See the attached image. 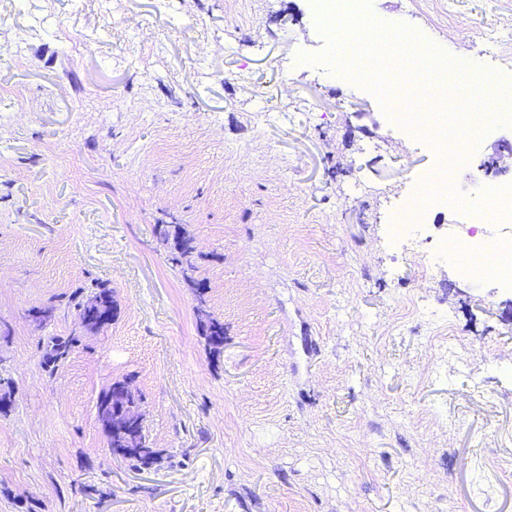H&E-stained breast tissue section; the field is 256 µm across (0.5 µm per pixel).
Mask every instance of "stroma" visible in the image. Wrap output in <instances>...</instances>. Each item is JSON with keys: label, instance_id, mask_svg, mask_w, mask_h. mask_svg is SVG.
Returning a JSON list of instances; mask_svg holds the SVG:
<instances>
[{"label": "stroma", "instance_id": "1", "mask_svg": "<svg viewBox=\"0 0 512 512\" xmlns=\"http://www.w3.org/2000/svg\"><path fill=\"white\" fill-rule=\"evenodd\" d=\"M305 4L0 0V512H512V288L422 273L383 201L434 166L392 108L461 137L485 113L425 251L512 181V122L411 67L378 90L327 67L381 21L470 58L482 31L512 42V0H363L331 38ZM160 224L193 239L192 279ZM97 282L117 318L48 374ZM126 377L164 452L149 469L97 419Z\"/></svg>", "mask_w": 512, "mask_h": 512}]
</instances>
